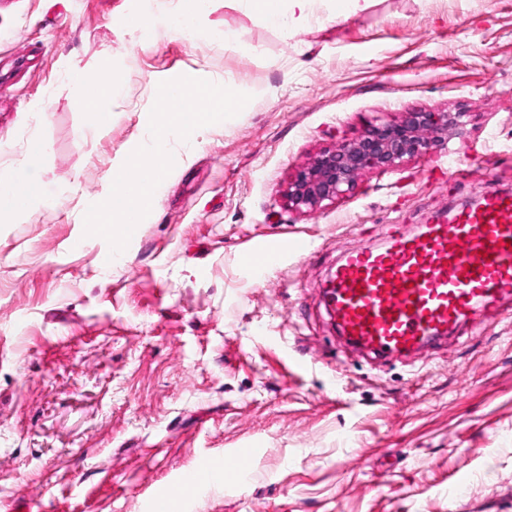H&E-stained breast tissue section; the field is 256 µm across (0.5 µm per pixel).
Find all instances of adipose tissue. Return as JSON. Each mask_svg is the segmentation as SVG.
I'll list each match as a JSON object with an SVG mask.
<instances>
[{
	"mask_svg": "<svg viewBox=\"0 0 512 512\" xmlns=\"http://www.w3.org/2000/svg\"><path fill=\"white\" fill-rule=\"evenodd\" d=\"M250 12L260 21L278 28L295 27L303 23L312 0H246ZM82 96L81 104L86 111L99 112L104 99L119 91L117 78L109 71L84 74L76 79ZM168 94H186L197 102L193 112H166L156 126L150 140L142 145L143 153L156 155L169 151L176 137L190 130L210 125L218 116L238 111L240 101L231 89L201 78L191 83L169 85ZM113 190L102 198L96 207L97 214L108 223L109 231L122 237H130L132 227L126 223V212L137 209L152 195L155 181L145 175L142 167H123L113 170Z\"/></svg>",
	"mask_w": 512,
	"mask_h": 512,
	"instance_id": "adipose-tissue-1",
	"label": "adipose tissue"
}]
</instances>
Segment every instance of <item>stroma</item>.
<instances>
[{"label": "stroma", "mask_w": 512, "mask_h": 512, "mask_svg": "<svg viewBox=\"0 0 512 512\" xmlns=\"http://www.w3.org/2000/svg\"><path fill=\"white\" fill-rule=\"evenodd\" d=\"M179 2L0 0V177L39 189L0 219V512H153L198 470L176 512H512V300L382 362L324 301L350 252L512 193V0H375L346 19L313 0L294 32L208 0L187 34L164 20ZM146 10L148 36L126 23ZM83 70L121 82L104 123L79 102ZM199 78L240 111L173 142L133 237L92 234L170 81ZM414 109L469 118L447 147L289 210L300 167ZM297 238L308 253L287 251ZM273 245L279 263L250 274L243 256ZM244 448V477L223 476Z\"/></svg>", "instance_id": "stroma-1"}]
</instances>
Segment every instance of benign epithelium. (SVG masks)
Segmentation results:
<instances>
[{
  "instance_id": "1",
  "label": "benign epithelium",
  "mask_w": 512,
  "mask_h": 512,
  "mask_svg": "<svg viewBox=\"0 0 512 512\" xmlns=\"http://www.w3.org/2000/svg\"><path fill=\"white\" fill-rule=\"evenodd\" d=\"M463 112L411 110L396 120L378 121L360 136L343 140L300 168L288 186V206L309 212L350 193L368 168L394 170L461 135Z\"/></svg>"
}]
</instances>
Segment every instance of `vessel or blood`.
<instances>
[{"label": "vessel or blood", "mask_w": 512, "mask_h": 512, "mask_svg": "<svg viewBox=\"0 0 512 512\" xmlns=\"http://www.w3.org/2000/svg\"><path fill=\"white\" fill-rule=\"evenodd\" d=\"M511 297L512 195L491 186L477 206L346 257L327 305L349 345L380 356L424 350L451 328L495 319Z\"/></svg>", "instance_id": "vessel-or-blood-1"}]
</instances>
